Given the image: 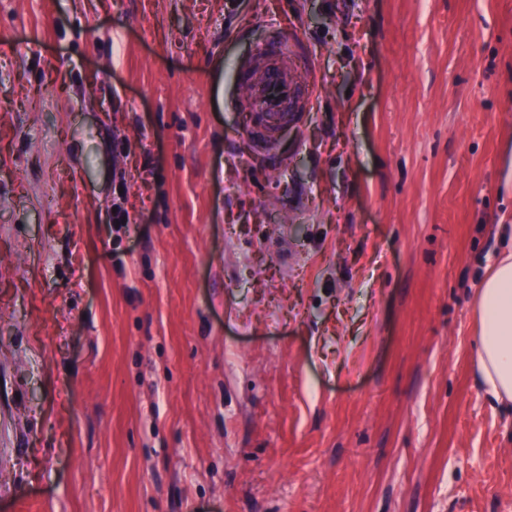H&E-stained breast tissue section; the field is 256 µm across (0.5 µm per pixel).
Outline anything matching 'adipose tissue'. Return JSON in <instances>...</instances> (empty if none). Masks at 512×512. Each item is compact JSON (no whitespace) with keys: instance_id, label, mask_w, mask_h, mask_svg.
I'll use <instances>...</instances> for the list:
<instances>
[{"instance_id":"adipose-tissue-1","label":"adipose tissue","mask_w":512,"mask_h":512,"mask_svg":"<svg viewBox=\"0 0 512 512\" xmlns=\"http://www.w3.org/2000/svg\"><path fill=\"white\" fill-rule=\"evenodd\" d=\"M472 309L480 323L476 373L489 395L512 405V253L490 267L474 294Z\"/></svg>"}]
</instances>
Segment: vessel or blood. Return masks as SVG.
I'll return each mask as SVG.
<instances>
[{
    "label": "vessel or blood",
    "instance_id": "b4317fda",
    "mask_svg": "<svg viewBox=\"0 0 512 512\" xmlns=\"http://www.w3.org/2000/svg\"><path fill=\"white\" fill-rule=\"evenodd\" d=\"M305 54L302 40L294 36L275 53L258 47L244 63L240 80L252 106L248 131L263 147L274 145L284 126L299 124L310 103L291 68L294 57Z\"/></svg>",
    "mask_w": 512,
    "mask_h": 512
}]
</instances>
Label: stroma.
I'll return each mask as SVG.
<instances>
[{
    "label": "stroma",
    "instance_id": "stroma-1",
    "mask_svg": "<svg viewBox=\"0 0 512 512\" xmlns=\"http://www.w3.org/2000/svg\"><path fill=\"white\" fill-rule=\"evenodd\" d=\"M510 244L512 0H0V512H512ZM293 56H307L298 36L284 39L278 53L258 47L244 63L247 71L239 75L253 108L248 132L265 148L275 144L284 126L299 124L310 104L290 66ZM472 309L480 323L476 373L489 395L512 405V250L490 267Z\"/></svg>",
    "mask_w": 512,
    "mask_h": 512
}]
</instances>
